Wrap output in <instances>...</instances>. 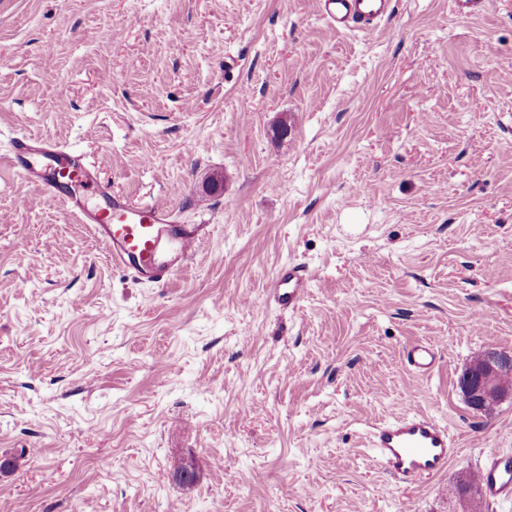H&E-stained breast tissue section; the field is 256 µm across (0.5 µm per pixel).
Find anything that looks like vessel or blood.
<instances>
[{
    "instance_id": "1",
    "label": "vessel or blood",
    "mask_w": 512,
    "mask_h": 512,
    "mask_svg": "<svg viewBox=\"0 0 512 512\" xmlns=\"http://www.w3.org/2000/svg\"><path fill=\"white\" fill-rule=\"evenodd\" d=\"M394 0H321L329 25L338 31L368 30L387 20ZM8 162L49 200L64 201L95 238L102 241L114 266L132 273L142 283L166 285L183 271L199 242L209 233L206 224L181 223L175 210L156 202L130 205L111 184L100 182L95 166L81 154L49 141L14 139ZM94 189L98 202L88 206L81 189ZM313 279L306 265L288 263L277 271L272 285L276 305L294 309ZM436 345H415L406 352L412 367L430 371ZM369 449L393 478L415 483L448 466L455 450L448 430L430 416L408 411L374 425ZM490 501H512V460L495 448L485 449L478 470Z\"/></svg>"
}]
</instances>
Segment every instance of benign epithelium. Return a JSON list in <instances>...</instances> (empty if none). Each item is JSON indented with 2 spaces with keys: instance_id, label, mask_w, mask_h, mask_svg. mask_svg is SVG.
Instances as JSON below:
<instances>
[{
  "instance_id": "1",
  "label": "benign epithelium",
  "mask_w": 512,
  "mask_h": 512,
  "mask_svg": "<svg viewBox=\"0 0 512 512\" xmlns=\"http://www.w3.org/2000/svg\"><path fill=\"white\" fill-rule=\"evenodd\" d=\"M507 372L512 374V355L494 350L484 352L479 361L467 367L461 375L460 390L470 408L490 414L511 399L512 388L502 383Z\"/></svg>"
}]
</instances>
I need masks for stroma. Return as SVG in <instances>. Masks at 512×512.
<instances>
[{"mask_svg":"<svg viewBox=\"0 0 512 512\" xmlns=\"http://www.w3.org/2000/svg\"><path fill=\"white\" fill-rule=\"evenodd\" d=\"M16 134L212 230L138 282L14 172ZM288 262L313 280L282 311ZM488 350L512 353V0L342 33L319 0H0V512H452L484 449L512 457V401L458 387ZM410 408L457 448L413 487L366 449ZM437 345H415L406 352L409 365L420 372H428L432 369L436 358Z\"/></svg>","mask_w":512,"mask_h":512,"instance_id":"obj_1","label":"stroma"}]
</instances>
